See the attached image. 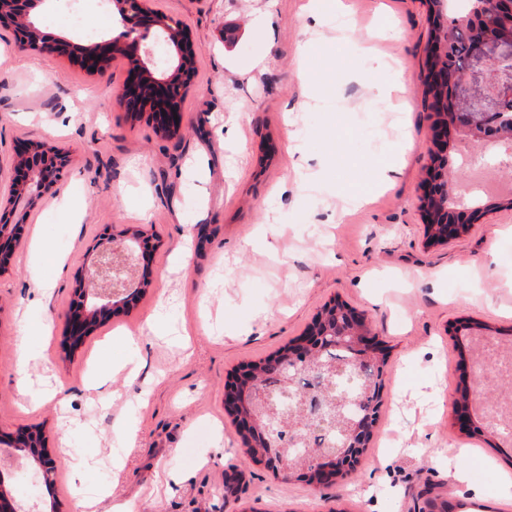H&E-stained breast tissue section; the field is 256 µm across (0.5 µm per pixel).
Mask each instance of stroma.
I'll use <instances>...</instances> for the list:
<instances>
[{
    "instance_id": "obj_1",
    "label": "stroma",
    "mask_w": 512,
    "mask_h": 512,
    "mask_svg": "<svg viewBox=\"0 0 512 512\" xmlns=\"http://www.w3.org/2000/svg\"><path fill=\"white\" fill-rule=\"evenodd\" d=\"M344 2L341 26L333 12L311 16L307 0H152L201 44L179 144L113 100L125 58L90 74L64 56L12 49V31L0 29V163L31 140L81 156L23 230L40 232L42 252L0 274V429H42L49 449L83 464L89 486L111 485L132 512H418L428 498L447 512H512L502 479L512 440L487 433L479 414L460 426L456 404L482 329L512 351V207L473 213L466 234L427 245L429 7ZM265 13L269 34L257 26ZM375 85L399 89L396 107L369 106ZM398 159L400 173L382 184L379 170ZM109 224L153 234L151 284L77 344L65 323L74 275ZM41 280L55 283L44 297ZM331 302L368 316L385 361L355 471L320 488L246 454L224 389L295 343ZM159 310L158 332L146 333ZM94 360L136 370L143 396L119 372L115 397L90 401ZM48 386L55 398L28 411L31 393ZM72 419L85 430L68 429ZM66 463L36 497L80 512ZM166 469L179 484L146 499Z\"/></svg>"
}]
</instances>
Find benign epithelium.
I'll use <instances>...</instances> for the list:
<instances>
[{
	"instance_id": "7a95c632",
	"label": "benign epithelium",
	"mask_w": 512,
	"mask_h": 512,
	"mask_svg": "<svg viewBox=\"0 0 512 512\" xmlns=\"http://www.w3.org/2000/svg\"><path fill=\"white\" fill-rule=\"evenodd\" d=\"M0 0V26L14 30V46L30 54H59L77 59L86 70L136 47L141 28H156L171 46L164 66L146 50L130 58L128 79L113 90L116 103L131 113L164 114L157 124L168 139L181 138V103L192 86L196 48L187 28L150 7V0H112L123 22L122 35L110 40L112 52L98 50L80 39L53 37L45 32L34 9L48 0ZM431 38L427 82L440 118L434 123L433 153L424 199L427 237L442 242L461 236L464 216L475 212L465 197L466 185L448 177L450 153L460 137L476 143L512 148V0H430ZM79 162L75 151L43 141L30 143L5 175L0 165V273L12 264L21 245V227L30 212L65 179ZM152 235L141 229L112 232L93 247L76 278L67 324L87 330L106 311L129 303L145 288L138 278L143 245ZM384 355L370 321L344 304L324 307L310 330L288 351L243 371V382L227 386L224 405L235 416L243 437L258 456L277 470L318 485L336 481L355 466L364 451L378 413ZM309 373L317 394L299 397L303 417L275 421L274 385L288 396L289 372ZM488 366L473 364L475 386L465 411L480 406L492 419L491 406L478 399ZM59 456L40 433L0 437V512H24L11 503L8 481L32 464L44 483L55 482Z\"/></svg>"
}]
</instances>
